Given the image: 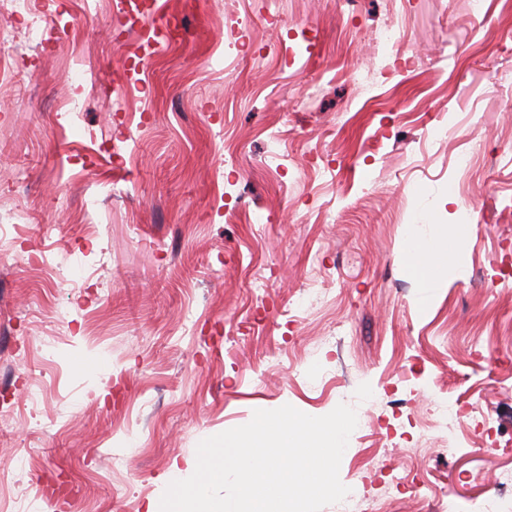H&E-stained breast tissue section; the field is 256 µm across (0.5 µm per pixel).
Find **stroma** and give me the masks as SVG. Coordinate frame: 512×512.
Returning <instances> with one entry per match:
<instances>
[{"label": "stroma", "mask_w": 512, "mask_h": 512, "mask_svg": "<svg viewBox=\"0 0 512 512\" xmlns=\"http://www.w3.org/2000/svg\"><path fill=\"white\" fill-rule=\"evenodd\" d=\"M44 2L0 88V216L34 218L0 259L13 512H146L201 440L286 404L362 419L339 469L357 512L512 498V7L106 2L87 24ZM453 404L451 449L428 424ZM406 264L409 268L421 272L423 288L433 286V259L426 241L420 236H414L405 251Z\"/></svg>", "instance_id": "obj_1"}]
</instances>
